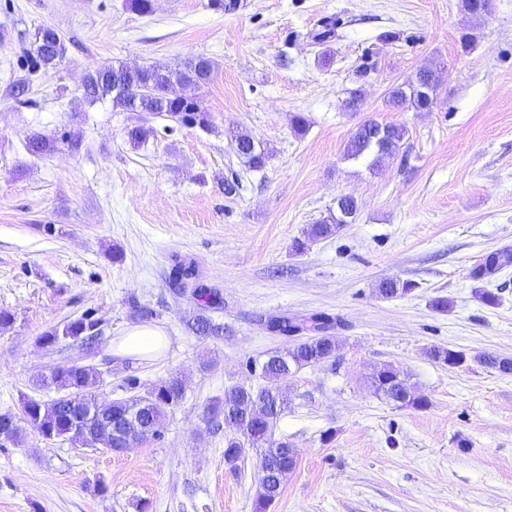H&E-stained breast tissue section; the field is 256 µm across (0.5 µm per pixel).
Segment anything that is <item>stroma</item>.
<instances>
[{
    "label": "stroma",
    "mask_w": 512,
    "mask_h": 512,
    "mask_svg": "<svg viewBox=\"0 0 512 512\" xmlns=\"http://www.w3.org/2000/svg\"><path fill=\"white\" fill-rule=\"evenodd\" d=\"M154 0L140 15L126 0H0V411L20 396L54 398L34 386L47 369L95 364L101 400L128 397L177 371L184 397L160 436L127 452L76 448L26 432L0 445V512H257L260 451L240 472L224 462L223 431H208V404L235 386L262 385L268 354L291 338L259 316L337 319L335 356L297 372L275 428L297 464L267 512H512V375L476 361L512 357V266L484 304L469 273L489 251L512 246V0L475 16L463 0ZM342 26L312 38L326 17ZM42 24L66 39L57 69L41 74L25 102L6 88L21 34ZM475 35L471 50L459 37ZM204 56L212 80L197 91L209 129L160 115L87 103L81 83L99 64L177 67ZM434 66L430 109L397 112L391 87ZM356 107H348L352 90ZM306 121L296 132L294 115ZM406 130L382 161L344 156L366 120ZM151 128L141 145L129 129ZM270 152L248 169L233 135ZM43 133L48 156L25 149ZM236 177V195L224 194ZM358 203L354 223L293 251L339 197ZM220 292V336L191 333L189 292L175 263ZM385 279L412 292L376 295ZM450 302L435 310L436 298ZM168 336L160 356H117L113 342L139 325V308ZM100 319L95 356L69 340L39 338L68 320ZM467 360L449 368L427 350ZM390 364L428 396L424 410L375 394L369 376Z\"/></svg>",
    "instance_id": "stroma-1"
}]
</instances>
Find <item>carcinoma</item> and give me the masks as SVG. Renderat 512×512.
I'll return each mask as SVG.
<instances>
[{
    "mask_svg": "<svg viewBox=\"0 0 512 512\" xmlns=\"http://www.w3.org/2000/svg\"><path fill=\"white\" fill-rule=\"evenodd\" d=\"M341 20L327 17L321 29L312 34L314 41L323 43L336 36ZM66 53L64 37L48 25L39 26L32 42L21 41L19 67L24 75L8 86L9 96L22 101L30 89L32 77L42 71L56 68ZM214 71L212 60L198 57L184 66L169 68L163 65L130 68L104 64L89 70L83 78L82 97L89 103L109 99L112 107L123 112H148L167 117L183 127H210V116L196 97L171 94L170 87L179 83L187 88H198L210 81ZM440 85L439 72L429 66L419 69L415 81L394 87L389 92V104L401 109L428 110ZM380 126L375 120L360 124L345 147L348 157L359 158L367 153L376 154V160L395 155L402 145L405 129L397 125H383L387 139L383 146L376 144L374 130ZM237 156L253 170L264 168L267 150L248 134L235 135ZM33 155H46L56 150V142L42 133L33 134L26 145ZM357 212V203L351 196H342L336 202V212L310 226L312 239L328 238L338 234L351 223ZM512 265V248L504 247L486 255L470 272L476 282H489ZM410 281L384 280L376 287L382 298L403 295L413 290ZM200 310L189 329L197 335L217 336L223 327L213 323L206 313L222 304L221 296L202 286L192 292ZM267 327L283 336L313 331L293 347L269 356L261 366L266 385L258 390L237 386L222 399L208 406L207 423L233 432L224 437V462L234 471L245 447L263 449L261 470L257 478V501L264 507L274 503L282 494L289 474L296 466V452L288 438H274L277 421L288 409V378L300 370L325 362L334 357L337 339L327 334L329 321L319 315L293 319L286 315L269 318ZM101 328L97 320L83 317L54 328L39 337L45 348H53L64 340L79 342L89 352L100 340ZM428 356L436 363L456 367L466 361V355L442 346H432ZM478 362L504 375L512 374V358L491 354L478 356ZM101 372L92 364H63L43 374L36 385L53 389L60 396L49 401L31 397L21 399L19 412H0V436L17 445L24 428L50 441L62 439L75 447L127 451L137 447L148 437L160 434L168 415L184 396V384L176 373L153 384L146 395L121 398L107 406L104 416L88 421L77 429L74 420L88 401L98 400L96 388ZM375 391L386 400L402 407L424 410L429 398L419 391L410 376L399 368L384 364L370 376Z\"/></svg>",
    "mask_w": 512,
    "mask_h": 512,
    "instance_id": "carcinoma-1",
    "label": "carcinoma"
}]
</instances>
